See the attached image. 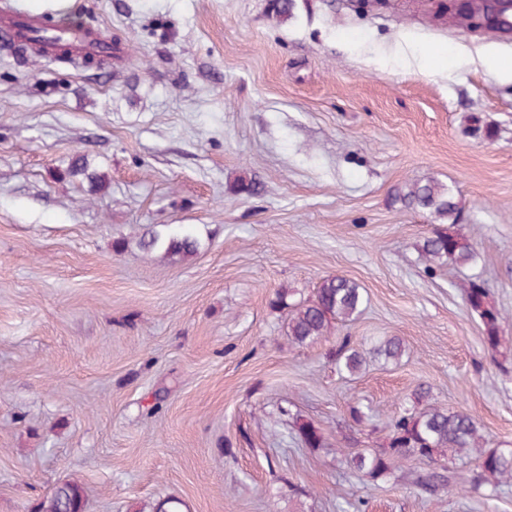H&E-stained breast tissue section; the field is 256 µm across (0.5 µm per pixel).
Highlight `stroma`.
I'll return each instance as SVG.
<instances>
[{
  "label": "stroma",
  "instance_id": "stroma-1",
  "mask_svg": "<svg viewBox=\"0 0 512 512\" xmlns=\"http://www.w3.org/2000/svg\"><path fill=\"white\" fill-rule=\"evenodd\" d=\"M71 9L111 35L109 67L0 50V512H39L71 480L86 512H512V481L472 488L471 458L436 496L414 482L425 461L374 484L336 460L379 448L421 385L512 449V81L477 59H512V41L347 0L286 17L272 0ZM431 45L448 63L419 72L411 49ZM430 179L475 264L421 258L440 219L398 195ZM149 227L201 247L142 250ZM335 275L363 288V313L292 342L274 294ZM473 280L500 346L466 308ZM390 336L398 361L337 371L343 341ZM296 414L325 447L299 441Z\"/></svg>",
  "mask_w": 512,
  "mask_h": 512
}]
</instances>
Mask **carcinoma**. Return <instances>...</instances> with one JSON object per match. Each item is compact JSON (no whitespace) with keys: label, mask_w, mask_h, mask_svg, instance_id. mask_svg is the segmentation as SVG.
I'll return each mask as SVG.
<instances>
[{"label":"carcinoma","mask_w":512,"mask_h":512,"mask_svg":"<svg viewBox=\"0 0 512 512\" xmlns=\"http://www.w3.org/2000/svg\"><path fill=\"white\" fill-rule=\"evenodd\" d=\"M405 204L430 211L446 224L458 221V207L448 186L436 181L415 182L402 195ZM138 245L145 250L163 248L172 257L185 259L196 254L199 241L190 234L174 235L168 239L157 231L140 236ZM422 257L430 264L466 266L476 259V248L465 236L444 225L434 228L420 246ZM288 293L276 292L272 305L286 310L288 336L297 344H311L326 336L333 323L353 322L361 315L365 302L362 288L345 276L323 279L312 295L302 301L287 302ZM467 308L483 322L486 339L495 346L499 341L498 313L489 303L488 288L482 283L470 284L466 294ZM404 352L402 341L389 337L373 348V355L386 362L399 359ZM336 367L354 375L366 362L365 353L350 346L349 341L336 350ZM416 403L423 408L407 409L393 418L390 432L382 447L372 452H342L341 462L355 475L370 482L389 477L396 463L408 457L430 462L448 456V462L457 457L477 453V466L469 475V482L477 487L493 484L503 478L512 479V450L483 446L484 438L475 420L468 414L450 411L429 403V389L418 387ZM298 438L309 448L324 447L322 430L311 421L295 420ZM417 483L435 494L448 487V476L435 469L417 477ZM83 487L76 482H64L40 504V512H83Z\"/></svg>","instance_id":"cac0c4a2"}]
</instances>
